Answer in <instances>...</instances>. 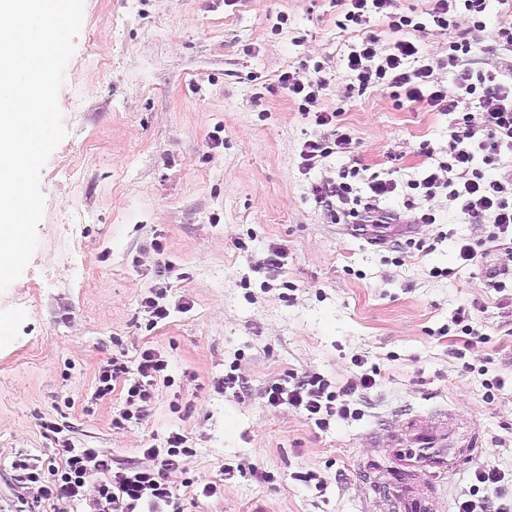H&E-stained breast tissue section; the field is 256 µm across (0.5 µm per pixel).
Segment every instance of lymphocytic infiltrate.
<instances>
[{
    "label": "lymphocytic infiltrate",
    "instance_id": "f902f5d3",
    "mask_svg": "<svg viewBox=\"0 0 512 512\" xmlns=\"http://www.w3.org/2000/svg\"><path fill=\"white\" fill-rule=\"evenodd\" d=\"M488 6L489 0H433L428 24L451 35L448 54L442 60L454 72L450 90L435 83L432 66L422 62L418 44L407 38V30L416 22L398 13L394 0H346L339 27L364 31L370 19L378 16L397 34L389 53L383 56L377 53L374 34L364 31L351 45L347 67L355 72L360 88L387 87L395 98L455 116L448 130L447 161L428 168L421 180L409 184L411 192L403 206L412 213L414 223H435V213L420 209L418 201L443 192L468 223L491 225L487 239L495 242L512 238V176L497 173L502 155L512 153V78H504L494 68L473 69L471 43L452 36L463 21L472 29L482 28ZM469 97L483 99L484 111H460V103ZM397 188L394 178L376 173L366 177L360 167L350 165L343 168L338 181L314 187L313 192L332 222L380 226L393 221L380 203ZM167 369V361L152 348L144 349L133 367L122 358H111L99 370L93 397L105 398L115 385H122L121 420L142 419L151 410L154 382ZM375 383L373 375L365 373L333 391L321 377L305 375L272 383L266 395L270 405L299 409L323 430L333 416L359 417L361 411L354 408L353 398ZM40 427L52 445L51 455L39 464L19 459L14 466L20 472V484L39 485L42 500L84 503L88 512H183L180 497L164 474L191 451L184 433L170 432L165 449H149L156 467H116L111 457L97 449L76 447L65 424L50 419L42 421ZM472 479V497L458 502L457 512H512V478L505 471L483 463L473 469ZM91 482L96 484L97 493L89 499L84 488Z\"/></svg>",
    "mask_w": 512,
    "mask_h": 512
}]
</instances>
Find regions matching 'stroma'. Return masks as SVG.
Returning <instances> with one entry per match:
<instances>
[{
    "label": "stroma",
    "mask_w": 512,
    "mask_h": 512,
    "mask_svg": "<svg viewBox=\"0 0 512 512\" xmlns=\"http://www.w3.org/2000/svg\"><path fill=\"white\" fill-rule=\"evenodd\" d=\"M342 18L338 0H84L58 93L68 135L41 174L39 245L0 292V512L20 490L13 461L46 451L45 418L79 447L142 466L146 448L185 430L192 452L166 475L184 512H388L367 463L395 462L408 420L440 413L479 433L477 463L512 473V285H488L490 271H512V243L460 260V241L486 229L441 194L428 203L436 223L414 229L425 250L395 252L338 232L312 194L352 159L420 179L445 158L454 120L358 90ZM507 20L512 0H491L468 35L473 68L512 66L495 38ZM285 71L328 84L302 110L278 86ZM332 110L335 125H318ZM338 126L351 155L303 169V143ZM158 291L171 316L153 326L142 302ZM461 306L484 342L466 345ZM149 347L168 379L150 415L115 427L123 392L93 399L99 369ZM371 371L361 418L324 430L265 394L291 374L335 390ZM231 373L244 394L216 389ZM306 470L323 490L292 481ZM189 479L220 491L203 497Z\"/></svg>",
    "instance_id": "35a3bbf8"
}]
</instances>
